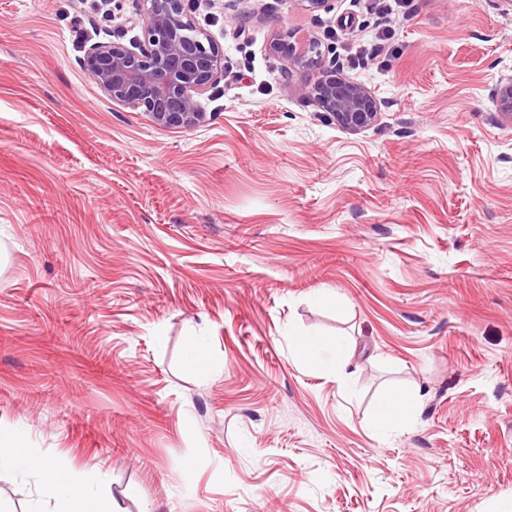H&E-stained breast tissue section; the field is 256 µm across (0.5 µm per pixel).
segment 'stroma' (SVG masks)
Instances as JSON below:
<instances>
[{
    "label": "stroma",
    "mask_w": 512,
    "mask_h": 512,
    "mask_svg": "<svg viewBox=\"0 0 512 512\" xmlns=\"http://www.w3.org/2000/svg\"><path fill=\"white\" fill-rule=\"evenodd\" d=\"M141 7L0 0V433L107 470L123 512H507L512 126L491 93L512 11L190 0L224 78L204 123L167 128L82 66L143 40ZM280 29L377 121L351 134L289 94L312 73L268 52ZM294 334L344 341L346 384L297 366ZM401 395L419 414L380 430ZM41 505L36 475L0 476L6 512Z\"/></svg>",
    "instance_id": "35a3bbf8"
}]
</instances>
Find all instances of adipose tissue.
<instances>
[{"mask_svg":"<svg viewBox=\"0 0 512 512\" xmlns=\"http://www.w3.org/2000/svg\"><path fill=\"white\" fill-rule=\"evenodd\" d=\"M33 473L39 476L42 496L54 503L53 512H119L106 493L108 476L95 473L84 479L38 456L19 435H0V473Z\"/></svg>","mask_w":512,"mask_h":512,"instance_id":"1","label":"adipose tissue"}]
</instances>
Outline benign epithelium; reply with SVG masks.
<instances>
[{"label": "benign epithelium", "instance_id": "benign-epithelium-1", "mask_svg": "<svg viewBox=\"0 0 512 512\" xmlns=\"http://www.w3.org/2000/svg\"><path fill=\"white\" fill-rule=\"evenodd\" d=\"M134 23L144 40L132 47L95 43L85 51L89 77L114 102L140 108L163 127L190 128L205 121L198 97L224 78V55L192 22L187 0H142ZM268 52L288 65L315 72L312 80L288 86L313 102L344 131L357 132L378 118L377 100L363 83L322 64L315 41L301 44L289 30L277 31ZM492 100L496 114L512 124V73L500 76Z\"/></svg>", "mask_w": 512, "mask_h": 512}]
</instances>
